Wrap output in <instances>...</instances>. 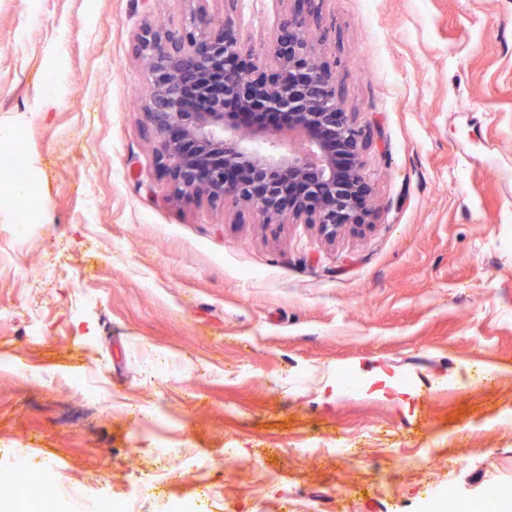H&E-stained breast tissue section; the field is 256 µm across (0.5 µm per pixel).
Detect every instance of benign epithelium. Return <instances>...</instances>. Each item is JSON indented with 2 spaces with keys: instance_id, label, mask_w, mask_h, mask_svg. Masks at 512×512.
Returning <instances> with one entry per match:
<instances>
[{
  "instance_id": "7a95c632",
  "label": "benign epithelium",
  "mask_w": 512,
  "mask_h": 512,
  "mask_svg": "<svg viewBox=\"0 0 512 512\" xmlns=\"http://www.w3.org/2000/svg\"><path fill=\"white\" fill-rule=\"evenodd\" d=\"M184 5L179 25L146 23L134 36L148 78L141 112L155 135L159 171L174 179L173 197L228 203L239 219L248 207L264 224H316L330 239L342 227L365 224L373 206L363 175L371 139L345 110L335 66L315 51L313 38L323 29L317 0L295 8L281 0L264 69H223L229 58L252 52L239 36L238 0H224L220 20L201 0ZM228 99L243 108L291 112L298 121L286 132L237 126L226 115ZM238 166L251 179L226 177ZM280 168L301 178L316 173L286 206L275 177Z\"/></svg>"
}]
</instances>
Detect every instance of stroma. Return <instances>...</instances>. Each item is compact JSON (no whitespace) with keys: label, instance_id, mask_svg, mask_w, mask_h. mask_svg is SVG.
Segmentation results:
<instances>
[{"label":"stroma","instance_id":"35a3bbf8","mask_svg":"<svg viewBox=\"0 0 512 512\" xmlns=\"http://www.w3.org/2000/svg\"><path fill=\"white\" fill-rule=\"evenodd\" d=\"M321 9L378 201L332 243L169 200L133 37L180 0H0L39 205L0 223V471L53 460L59 512L75 484L130 512H443L512 483V0ZM278 10L240 0L255 54Z\"/></svg>","mask_w":512,"mask_h":512}]
</instances>
